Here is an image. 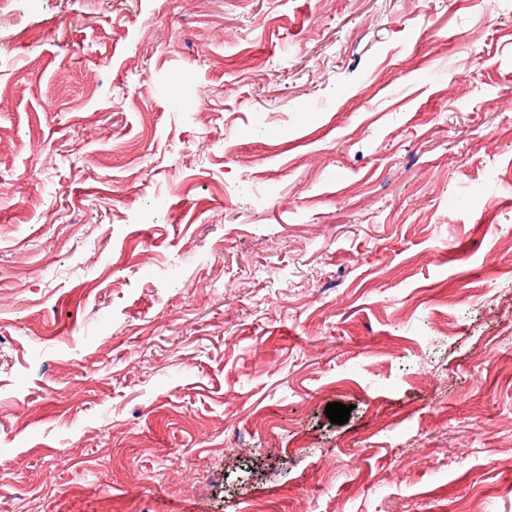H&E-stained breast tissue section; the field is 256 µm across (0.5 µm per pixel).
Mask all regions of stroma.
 <instances>
[{"mask_svg":"<svg viewBox=\"0 0 512 512\" xmlns=\"http://www.w3.org/2000/svg\"><path fill=\"white\" fill-rule=\"evenodd\" d=\"M1 94L0 512H512V0H14Z\"/></svg>","mask_w":512,"mask_h":512,"instance_id":"stroma-1","label":"stroma"}]
</instances>
